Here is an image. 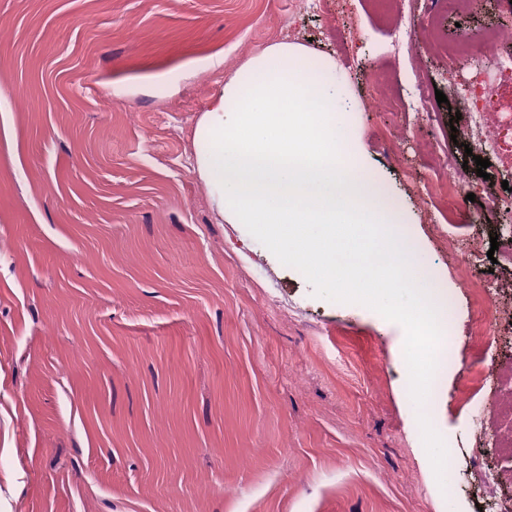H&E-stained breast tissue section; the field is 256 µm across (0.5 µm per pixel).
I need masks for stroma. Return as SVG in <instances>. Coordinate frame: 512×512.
<instances>
[{
	"instance_id": "1",
	"label": "stroma",
	"mask_w": 512,
	"mask_h": 512,
	"mask_svg": "<svg viewBox=\"0 0 512 512\" xmlns=\"http://www.w3.org/2000/svg\"><path fill=\"white\" fill-rule=\"evenodd\" d=\"M430 0H0V512H480L512 498V265L489 208L512 144L439 200L465 111ZM502 0L440 17L455 41L502 29ZM414 34L394 47L395 23ZM332 57L360 154L389 184L428 287L455 296L435 396L453 475L439 487L401 393L402 326L316 297L241 224L220 222L193 134L252 56ZM388 107L373 112L376 75ZM447 104L423 120L421 96ZM473 200H466V193ZM492 284L498 372L482 377ZM470 258L461 259L458 263V280L464 288H469L476 292L481 311V317L477 321V339L479 346L482 347L485 354L497 343V322L495 305H487L485 302V289L478 288L470 279Z\"/></svg>"
}]
</instances>
